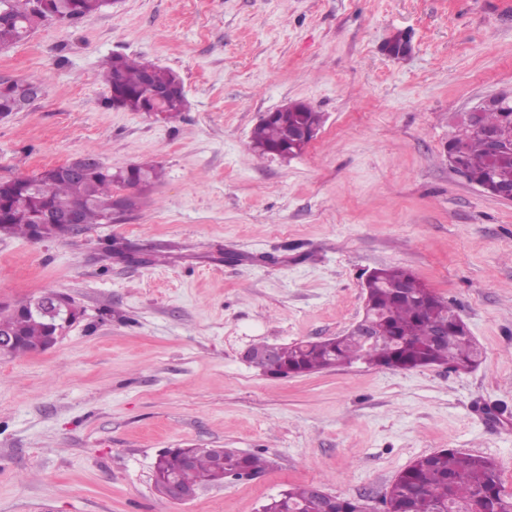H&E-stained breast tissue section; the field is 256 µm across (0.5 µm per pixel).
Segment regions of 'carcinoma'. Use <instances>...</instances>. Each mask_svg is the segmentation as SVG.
I'll use <instances>...</instances> for the list:
<instances>
[{"label":"carcinoma","mask_w":512,"mask_h":512,"mask_svg":"<svg viewBox=\"0 0 512 512\" xmlns=\"http://www.w3.org/2000/svg\"><path fill=\"white\" fill-rule=\"evenodd\" d=\"M103 10V0H0V46L25 40L38 27L57 19L72 21ZM171 87L172 94L162 103L175 118L185 107L183 82L173 70L148 61H136L116 53L103 64V80L110 93L109 103L139 112L147 107L148 84ZM43 80L31 77L0 82V114L15 111L18 89ZM483 129L461 132L448 140V152L462 141L455 168L469 181L484 184L495 193L496 185L512 183V152L493 156L487 148L483 130L512 132V111L490 110L480 113ZM322 113L304 102H295L286 112H270L255 126L250 147L258 156L275 155L283 160L298 156L305 145L287 138V132L317 131ZM159 179L157 166L140 163L119 172L103 165L73 177L53 176L45 170L27 178L0 180V225L9 235L33 238L38 209L46 204L57 211L79 207V224L106 223L116 190H145ZM372 316L371 329L376 343L367 345L357 335H341L321 341H300L279 346L274 364L265 373L287 378L361 363L395 369L446 365L454 371H468L479 363L482 352L470 330L450 302L432 293L411 272L402 267L374 271L368 289ZM438 327L448 329V347L433 343ZM46 336L44 323L32 315L10 307H0V348L5 357L16 358L34 352ZM183 448H168L159 454L154 477L159 483L177 482L187 488L224 482L210 448L193 449L194 464L187 468ZM228 470L240 478L254 477L265 468L263 457L230 452L225 458ZM480 495L490 503L512 507V496L505 492L497 462L487 456L444 449L422 456L407 467L390 486L382 503L385 512H437L447 504L468 505ZM266 512H320L322 501L311 485L288 488L286 495L265 504Z\"/></svg>","instance_id":"1"}]
</instances>
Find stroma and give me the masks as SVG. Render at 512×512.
Instances as JSON below:
<instances>
[{"instance_id": "stroma-1", "label": "stroma", "mask_w": 512, "mask_h": 512, "mask_svg": "<svg viewBox=\"0 0 512 512\" xmlns=\"http://www.w3.org/2000/svg\"><path fill=\"white\" fill-rule=\"evenodd\" d=\"M115 53L178 72L185 112L110 106ZM29 77L44 91L0 116V180L88 154L162 176L112 223L0 235V303L56 291L83 311L53 348L0 360V512H260L307 484L376 507L448 448L495 458L512 493V203L446 151L454 113L512 95V0H115L0 47V81ZM293 101L323 113L316 138L257 158L253 128ZM383 266L456 305L476 369L278 379L245 359L344 334ZM185 446L269 466L174 503L152 471Z\"/></svg>"}]
</instances>
